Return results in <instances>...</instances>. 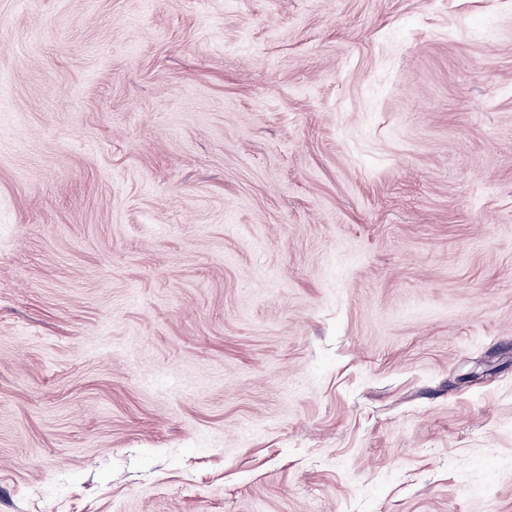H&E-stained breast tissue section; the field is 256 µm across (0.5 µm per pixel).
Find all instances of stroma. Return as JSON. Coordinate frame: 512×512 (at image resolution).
<instances>
[{"label": "stroma", "mask_w": 512, "mask_h": 512, "mask_svg": "<svg viewBox=\"0 0 512 512\" xmlns=\"http://www.w3.org/2000/svg\"><path fill=\"white\" fill-rule=\"evenodd\" d=\"M512 512V0H0V512Z\"/></svg>", "instance_id": "1"}]
</instances>
